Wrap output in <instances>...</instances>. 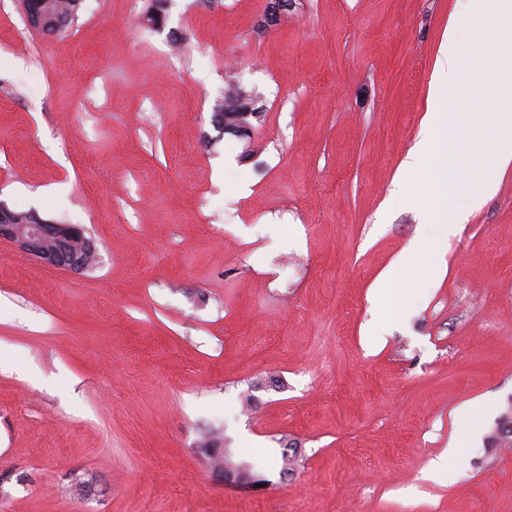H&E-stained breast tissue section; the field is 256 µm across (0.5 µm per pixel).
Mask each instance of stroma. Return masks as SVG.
<instances>
[{
    "instance_id": "1",
    "label": "stroma",
    "mask_w": 512,
    "mask_h": 512,
    "mask_svg": "<svg viewBox=\"0 0 512 512\" xmlns=\"http://www.w3.org/2000/svg\"><path fill=\"white\" fill-rule=\"evenodd\" d=\"M144 5L43 35L0 0V202L99 254L0 242V512H512V168L443 271L373 305L428 220L395 183L467 0H294L268 28L266 0H171L158 31ZM233 80L249 141L211 122ZM475 399L480 442L428 478ZM32 214L29 221L19 222L7 206L0 204V241L16 244L25 254L54 269L78 272L92 267L90 261L97 259L96 250L84 228L50 223Z\"/></svg>"
}]
</instances>
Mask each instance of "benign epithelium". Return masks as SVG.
<instances>
[{
	"label": "benign epithelium",
	"instance_id": "obj_1",
	"mask_svg": "<svg viewBox=\"0 0 512 512\" xmlns=\"http://www.w3.org/2000/svg\"><path fill=\"white\" fill-rule=\"evenodd\" d=\"M291 0H269L266 23L274 24L288 12ZM258 99L246 105L245 112H217L212 125L220 134L249 138L253 131L251 120L260 118ZM16 244L27 255L37 258L44 265L60 270L84 271L91 268L90 261L96 256L91 239L77 224L50 223L34 214L30 220L20 222L5 205L0 204V241Z\"/></svg>",
	"mask_w": 512,
	"mask_h": 512
}]
</instances>
